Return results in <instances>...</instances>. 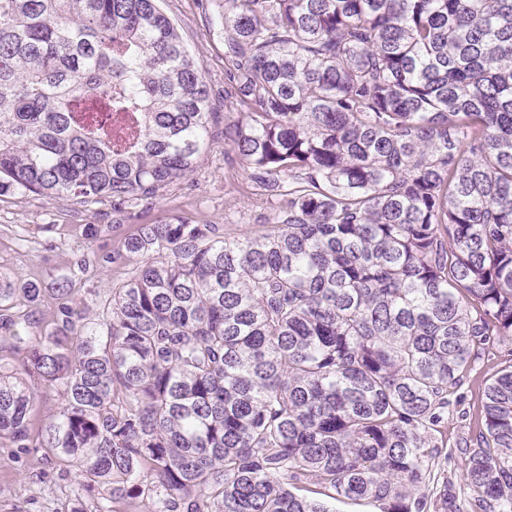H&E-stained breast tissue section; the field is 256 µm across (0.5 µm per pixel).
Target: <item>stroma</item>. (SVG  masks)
I'll use <instances>...</instances> for the list:
<instances>
[{
	"label": "stroma",
	"instance_id": "1",
	"mask_svg": "<svg viewBox=\"0 0 512 512\" xmlns=\"http://www.w3.org/2000/svg\"><path fill=\"white\" fill-rule=\"evenodd\" d=\"M161 9L176 24L202 71L216 103L225 88L224 42L215 23L224 0H160ZM216 118L212 148L196 172L164 190L150 205L136 202L113 208L111 202L81 206L72 201L34 194L0 199V274L13 280L71 276L72 294L94 311H101L114 285L126 280L133 263L89 267L71 275L74 262L84 255L112 250L140 224H157L179 216L194 224H216L237 229L259 223L260 204L244 193V172L232 162ZM90 224L107 226L97 239L89 238ZM501 345L482 354L451 403L445 424L444 450L452 483L448 512H467L469 491L461 477L458 450L482 426V390L485 381L507 366ZM76 473H63L50 460H37L0 446V512H56L76 486Z\"/></svg>",
	"mask_w": 512,
	"mask_h": 512
}]
</instances>
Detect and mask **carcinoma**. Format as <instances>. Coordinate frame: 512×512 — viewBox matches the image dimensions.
Returning a JSON list of instances; mask_svg holds the SVG:
<instances>
[{
    "mask_svg": "<svg viewBox=\"0 0 512 512\" xmlns=\"http://www.w3.org/2000/svg\"><path fill=\"white\" fill-rule=\"evenodd\" d=\"M224 145L256 230L140 224L101 326L70 280L0 281V440L80 467L56 512H429L451 397L510 365L460 449L512 512V0H224ZM206 81L157 0H0V197L153 203L211 145ZM49 298L40 326L15 309ZM62 398L35 427L28 380ZM25 355L26 350L24 344L1 333L0 330V359H2V363H9L10 365L20 368L19 365Z\"/></svg>",
    "mask_w": 512,
    "mask_h": 512,
    "instance_id": "1",
    "label": "carcinoma"
}]
</instances>
